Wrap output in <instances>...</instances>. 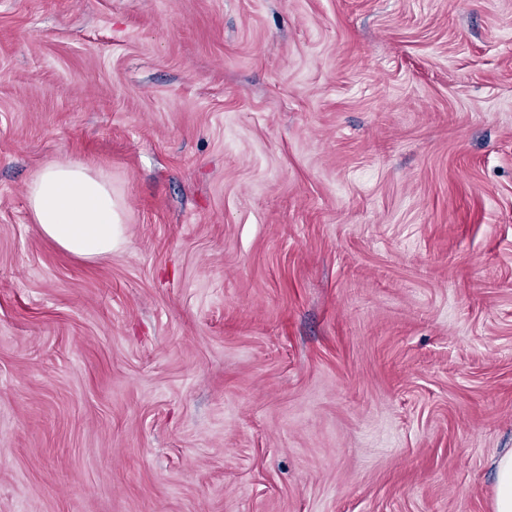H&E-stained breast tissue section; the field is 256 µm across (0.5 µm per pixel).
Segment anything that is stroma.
<instances>
[{
	"mask_svg": "<svg viewBox=\"0 0 512 512\" xmlns=\"http://www.w3.org/2000/svg\"><path fill=\"white\" fill-rule=\"evenodd\" d=\"M511 448L512 0H0V512H493ZM28 203L42 233L70 254L98 259L121 237L112 183L83 162L45 167L29 186Z\"/></svg>",
	"mask_w": 512,
	"mask_h": 512,
	"instance_id": "obj_1",
	"label": "stroma"
}]
</instances>
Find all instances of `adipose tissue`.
<instances>
[{"label": "adipose tissue", "mask_w": 512, "mask_h": 512, "mask_svg": "<svg viewBox=\"0 0 512 512\" xmlns=\"http://www.w3.org/2000/svg\"><path fill=\"white\" fill-rule=\"evenodd\" d=\"M28 203L42 233L70 254L98 259L121 237L110 180L83 162L45 167L29 186Z\"/></svg>", "instance_id": "obj_1"}]
</instances>
